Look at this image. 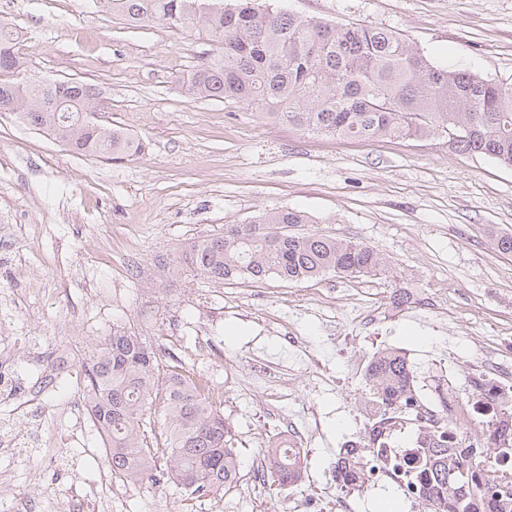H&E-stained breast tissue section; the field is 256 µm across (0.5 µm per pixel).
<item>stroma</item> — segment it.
<instances>
[{
	"label": "stroma",
	"instance_id": "35a3bbf8",
	"mask_svg": "<svg viewBox=\"0 0 512 512\" xmlns=\"http://www.w3.org/2000/svg\"><path fill=\"white\" fill-rule=\"evenodd\" d=\"M287 11L339 24L380 26L399 33L433 63L512 82V0H281ZM0 20L16 32L28 73L93 84L109 104L101 125L124 129L145 144L132 160L71 152L46 131L0 113V319L17 341L5 360L23 391L0 402L17 433L43 428L39 452L17 460L0 481L11 501L27 485L24 471L46 473L39 512H58L81 495V512H285L295 492L263 489L250 497L252 460L277 436L250 388L261 357L286 370L295 400L290 412L315 409L322 432L307 452L316 489L327 486L339 449L357 432L353 419L364 381L333 386L292 371L281 333L292 327L333 376H347L343 350L403 351L415 390L429 395L445 375L439 351L473 357V332L512 338V256L496 241L512 235V167L482 154L459 153L433 138L337 139L306 134L261 118L224 99L188 94L185 82L213 42L198 31L130 24L96 0H0ZM288 206L311 218V229L375 247L378 275L288 284H214L172 272L192 239ZM435 291L448 314L385 304L372 332L343 328L347 341H324L313 299L356 288L370 303L394 286ZM149 337L185 369L208 370L226 392L220 409L233 425L241 479L197 501L165 489L104 482L105 455L93 425H79L72 386L44 400L58 418L37 423L23 405L36 362L65 349L80 359L113 328ZM207 338L210 356L197 355ZM239 381L224 383L225 359Z\"/></svg>",
	"mask_w": 512,
	"mask_h": 512
}]
</instances>
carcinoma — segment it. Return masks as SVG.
I'll list each match as a JSON object with an SVG mask.
<instances>
[{
	"instance_id": "carcinoma-1",
	"label": "carcinoma",
	"mask_w": 512,
	"mask_h": 512,
	"mask_svg": "<svg viewBox=\"0 0 512 512\" xmlns=\"http://www.w3.org/2000/svg\"><path fill=\"white\" fill-rule=\"evenodd\" d=\"M128 21H157L177 30L203 28L216 52L190 79L201 98L233 100L299 130L347 139L441 138L458 135L454 149L481 153L512 167V84L436 65L396 32L332 23L286 12L278 0H97ZM99 92L87 83L58 85L27 74L11 30L0 22V106L17 102V116L49 131L78 154L107 159L139 155L141 140L85 117ZM302 211L281 207L221 233L197 238L179 252V265L214 283L274 278L297 283L334 273L357 278L382 271L377 250L362 241L320 231ZM84 398L102 437L112 477L141 484L165 459L163 477L193 498L230 487L240 464L230 423L192 379L170 368L147 342L112 330L80 360ZM380 414L369 446L347 448L332 463L336 478L363 475L362 454L381 450L395 414L414 402L405 355L378 351L366 376ZM512 441V412L493 430ZM485 449L454 448L442 432L429 434L422 459L397 465L420 476L428 512H475L476 469ZM306 465L282 458L267 482L285 489ZM483 512H512V492L484 480Z\"/></svg>"
}]
</instances>
